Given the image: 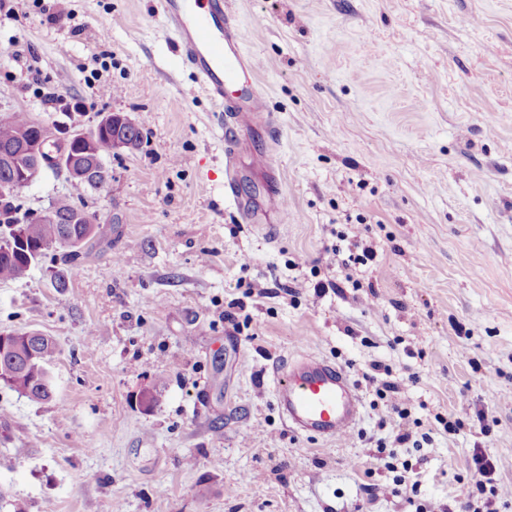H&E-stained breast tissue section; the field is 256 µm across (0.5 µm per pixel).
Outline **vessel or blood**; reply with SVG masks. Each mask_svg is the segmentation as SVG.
Here are the masks:
<instances>
[{
  "label": "vessel or blood",
  "mask_w": 512,
  "mask_h": 512,
  "mask_svg": "<svg viewBox=\"0 0 512 512\" xmlns=\"http://www.w3.org/2000/svg\"><path fill=\"white\" fill-rule=\"evenodd\" d=\"M156 10L195 77L194 89L222 113L225 181L233 183L237 130L267 110L257 63L244 46L227 0H156ZM275 394L291 429L321 439L350 433L363 408L359 388L346 369L311 355L286 362Z\"/></svg>",
  "instance_id": "1"
}]
</instances>
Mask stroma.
Returning a JSON list of instances; mask_svg holds the SVG:
<instances>
[{"mask_svg": "<svg viewBox=\"0 0 512 512\" xmlns=\"http://www.w3.org/2000/svg\"><path fill=\"white\" fill-rule=\"evenodd\" d=\"M229 7L272 119L233 194L155 0H0V114L71 104L79 129L115 111L144 134L105 153L106 190L49 173L17 194L79 196L95 233L77 266L55 249L0 282V332L58 347L50 399L0 384V512H458L476 445L512 490V0ZM271 167L285 214L241 223L234 197L264 211ZM357 238L373 262L328 264ZM300 354L359 387L349 435L282 420L277 372ZM374 363L407 420L364 381ZM479 410L484 435L441 424Z\"/></svg>", "mask_w": 512, "mask_h": 512, "instance_id": "obj_1", "label": "stroma"}]
</instances>
